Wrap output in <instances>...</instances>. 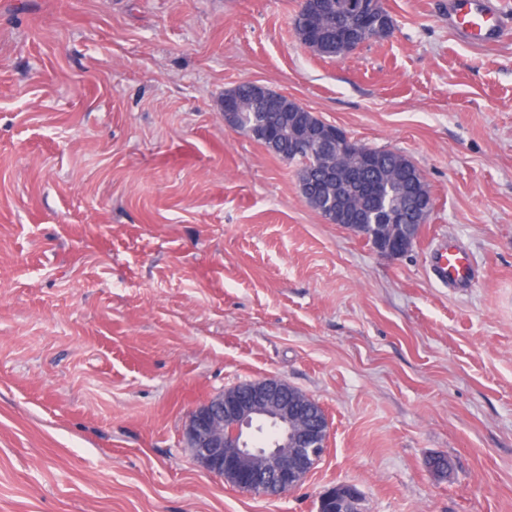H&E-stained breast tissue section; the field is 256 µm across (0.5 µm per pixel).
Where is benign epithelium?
Masks as SVG:
<instances>
[{
    "label": "benign epithelium",
    "instance_id": "1",
    "mask_svg": "<svg viewBox=\"0 0 512 512\" xmlns=\"http://www.w3.org/2000/svg\"><path fill=\"white\" fill-rule=\"evenodd\" d=\"M339 140L341 157L330 164L338 170L342 156L369 159L374 150L351 140L344 131L323 120L295 131L298 148L325 140ZM414 240L374 250L387 257L407 253ZM287 383L274 378L249 382L200 406L190 415L185 438L196 461L210 474L242 492L280 496L299 487L325 454L329 420L299 405ZM356 493L350 487L320 502L322 512H356Z\"/></svg>",
    "mask_w": 512,
    "mask_h": 512
}]
</instances>
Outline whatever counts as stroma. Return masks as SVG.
I'll use <instances>...</instances> for the list:
<instances>
[{
    "label": "stroma",
    "mask_w": 512,
    "mask_h": 512,
    "mask_svg": "<svg viewBox=\"0 0 512 512\" xmlns=\"http://www.w3.org/2000/svg\"><path fill=\"white\" fill-rule=\"evenodd\" d=\"M469 44L451 0L324 59L298 0H0V512H512V0ZM243 82L424 173L388 258L296 167L225 126ZM452 239L472 286L439 285ZM273 377L328 451L264 498L205 471L189 414ZM446 457L448 467L430 462ZM356 493L351 487H342L336 494L320 502V511L355 512Z\"/></svg>",
    "instance_id": "obj_1"
}]
</instances>
